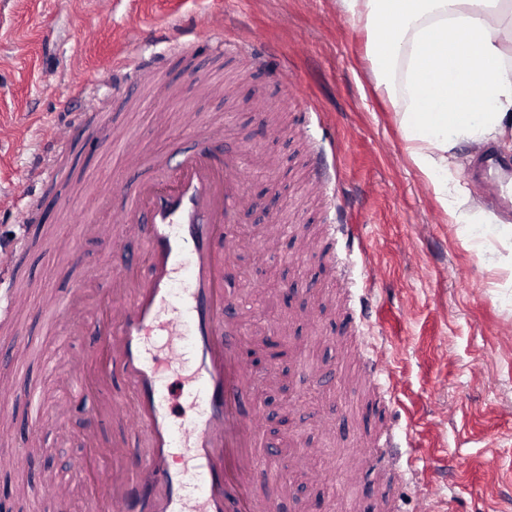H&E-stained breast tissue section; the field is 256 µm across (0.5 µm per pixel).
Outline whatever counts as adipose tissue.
Returning a JSON list of instances; mask_svg holds the SVG:
<instances>
[{
    "label": "adipose tissue",
    "mask_w": 512,
    "mask_h": 512,
    "mask_svg": "<svg viewBox=\"0 0 512 512\" xmlns=\"http://www.w3.org/2000/svg\"><path fill=\"white\" fill-rule=\"evenodd\" d=\"M365 22L377 84L401 100L410 158L450 223H478L461 208L449 169L462 143L482 148L512 133V0H336Z\"/></svg>",
    "instance_id": "ef3b65f1"
}]
</instances>
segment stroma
<instances>
[{
	"label": "stroma",
	"mask_w": 512,
	"mask_h": 512,
	"mask_svg": "<svg viewBox=\"0 0 512 512\" xmlns=\"http://www.w3.org/2000/svg\"><path fill=\"white\" fill-rule=\"evenodd\" d=\"M223 28L224 51L206 43L170 57L165 72L136 84H119L114 70L140 55L163 54L174 33L206 34ZM364 25L343 16L336 0H0V246L19 230V213L30 195L45 208L38 247L22 261L27 302L14 327L0 331V376L13 373L19 339L42 347L29 360L25 385L42 397L46 423L27 416V399L15 394L9 427L48 449L45 464L25 474L29 512H54L46 482L71 499L83 494L75 465L84 454L87 412L57 411L67 388L54 368L90 349L93 326L82 315L47 327V295L82 290L87 301L104 295L105 256L137 253L129 239L106 248L82 225L106 218L96 187L122 178L127 188L149 169L123 168L116 136L161 154L172 145L194 144L190 121L224 130L229 149L255 147L268 167L246 160L254 204L237 229L251 248L230 264V287L240 291L242 321L264 350L266 313L289 319L295 356L279 367V384H262L254 366L263 416L290 412V434H265L272 458L256 477L258 493H276L278 512L301 502L321 512H381L392 497L401 512H512V288L493 273L503 249L497 224H452L428 181L413 165L399 127V103L374 90ZM235 91L234 101L208 94L210 80ZM278 122V139L257 135V101ZM94 116L84 135L68 133L74 113ZM324 150L336 167L334 185L319 190L308 180V158ZM70 168L71 209L58 210L56 190L37 168L51 152ZM473 149L455 150L451 168L471 207L491 214L500 200L487 195ZM354 236L353 264L343 271L303 252L302 235L326 246L323 227L337 209ZM296 230L264 249L269 217ZM383 341L389 405L370 403L359 363L354 316ZM333 408L332 434H321L315 416ZM392 422L400 460H411L415 484L378 483L360 472L345 483L350 453ZM316 449L315 470L272 484L289 437Z\"/></svg>",
	"instance_id": "1"
}]
</instances>
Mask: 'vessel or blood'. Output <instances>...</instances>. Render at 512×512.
<instances>
[{"label": "vessel or blood", "mask_w": 512, "mask_h": 512, "mask_svg": "<svg viewBox=\"0 0 512 512\" xmlns=\"http://www.w3.org/2000/svg\"><path fill=\"white\" fill-rule=\"evenodd\" d=\"M216 131L197 134L194 147L174 148L165 157H142L125 143L129 165L144 163L152 174L123 198L121 208L94 232L106 240L136 238L141 251L105 265L112 282L103 304L92 312L97 330L93 349L66 369L70 400L102 397L92 415L136 431L144 451L121 442L91 446L77 473L88 491L77 512H274L271 500L257 498L254 473L269 455L261 449L259 414L245 415L254 377L241 356L240 297L228 287L226 270L242 240L235 230L239 210L252 206L237 154L225 152ZM189 288L172 305L175 280ZM25 296L23 282L0 261V327L14 324ZM192 327V369L186 388L201 412L181 430L170 424L159 386L165 361H176L184 325ZM168 337L167 360L153 356L151 337ZM364 372L379 379L383 362L376 343L363 342ZM126 396L113 395L115 386ZM390 427L370 441L375 470L393 467ZM205 483L189 485L192 473Z\"/></svg>", "instance_id": "vessel-or-blood-1"}]
</instances>
